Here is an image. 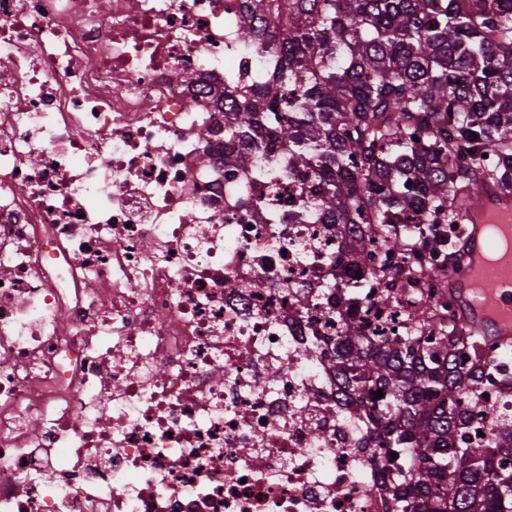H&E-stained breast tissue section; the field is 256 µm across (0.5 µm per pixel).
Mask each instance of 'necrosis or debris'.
Segmentation results:
<instances>
[{
	"label": "necrosis or debris",
	"instance_id": "obj_1",
	"mask_svg": "<svg viewBox=\"0 0 512 512\" xmlns=\"http://www.w3.org/2000/svg\"><path fill=\"white\" fill-rule=\"evenodd\" d=\"M240 2L0 0V512H388L333 368L379 261L203 136Z\"/></svg>",
	"mask_w": 512,
	"mask_h": 512
}]
</instances>
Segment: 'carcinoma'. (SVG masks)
<instances>
[{
	"label": "carcinoma",
	"mask_w": 512,
	"mask_h": 512,
	"mask_svg": "<svg viewBox=\"0 0 512 512\" xmlns=\"http://www.w3.org/2000/svg\"><path fill=\"white\" fill-rule=\"evenodd\" d=\"M234 36L273 57L244 80L228 56L217 93L224 166L298 182L295 220L336 225L352 259L442 243L394 230L375 239L365 224H446L474 187L512 190V0H244ZM292 155L308 170L291 172ZM348 168L353 177L337 179ZM406 275L442 279L431 265ZM403 292L393 279L376 305L395 308ZM401 318L409 332L366 321L334 355L340 392L368 410L370 439L398 454L384 474L390 512H512V417L501 418L498 458L460 439L485 406L483 368L460 370L456 350L484 336L437 307ZM403 483L413 496H399Z\"/></svg>",
	"instance_id": "cac0c4a2"
}]
</instances>
